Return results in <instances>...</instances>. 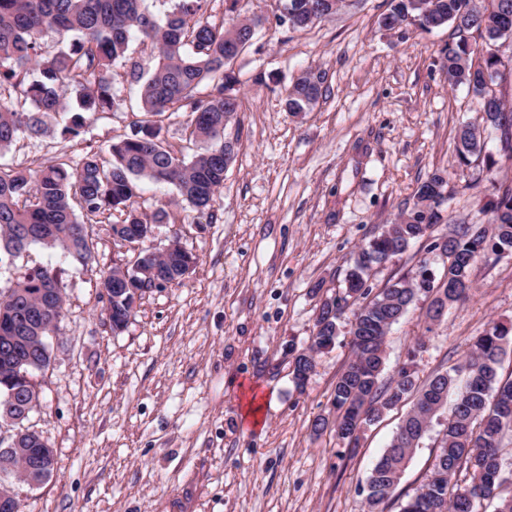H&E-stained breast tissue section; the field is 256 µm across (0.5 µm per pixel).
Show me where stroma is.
Returning a JSON list of instances; mask_svg holds the SVG:
<instances>
[{
    "label": "stroma",
    "mask_w": 512,
    "mask_h": 512,
    "mask_svg": "<svg viewBox=\"0 0 512 512\" xmlns=\"http://www.w3.org/2000/svg\"><path fill=\"white\" fill-rule=\"evenodd\" d=\"M279 0H240V14L262 16L253 44L236 61L242 109L226 128L235 158L210 212L179 202L174 186L143 181L136 200L145 216L160 209L147 245L178 235L196 258L178 285L138 300L121 334L106 317L101 277L120 259L109 221L93 225L84 264L39 245L0 264V288L32 267L58 271L65 287L60 329L48 339L52 362L33 372L38 396L24 422L55 450L43 486L15 484L20 512H361L371 469L409 410L400 405L364 427L348 451L316 417L328 414L343 365L352 356L349 321L316 357L304 388L291 375L295 350L313 335L322 298L344 286L347 260L404 209L418 182L447 174L443 216L487 225L480 203L512 184V157L499 132L483 137L496 165L461 168L454 151L462 122L481 123V100L450 88L439 51L452 26L379 28L386 0H347L332 18L303 31L279 24ZM325 73L313 110L294 114L281 88L314 70ZM119 111L68 140H22L0 164L39 169L46 154L80 159L130 134L139 120L140 84L112 70ZM442 260L412 244L373 269L381 288L395 273ZM466 301L426 325L418 300L387 336L385 377L415 352L420 379L464 359L474 336L512 320V257L476 264ZM428 434L384 512H399L424 481L435 454Z\"/></svg>",
    "instance_id": "obj_1"
}]
</instances>
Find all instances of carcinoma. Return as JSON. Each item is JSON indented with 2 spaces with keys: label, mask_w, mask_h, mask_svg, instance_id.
Instances as JSON below:
<instances>
[{
  "label": "carcinoma",
  "mask_w": 512,
  "mask_h": 512,
  "mask_svg": "<svg viewBox=\"0 0 512 512\" xmlns=\"http://www.w3.org/2000/svg\"><path fill=\"white\" fill-rule=\"evenodd\" d=\"M144 0H0V87L17 97L0 102V152L18 139L54 136L58 116L68 115L62 135H81L94 117L121 107L112 81V67L129 61L131 33L157 50L159 61L143 80L140 106L143 118L131 135L112 143L104 154L88 153L73 162L52 156L39 170L0 166V253L16 258L23 253L17 239L24 232L28 246L58 247L79 263L92 255L89 229L99 217L122 213L112 225L115 247L122 246L126 226H148L134 207L140 183L147 179L170 183L195 210L211 209L224 185V116L234 119L241 108L238 73L233 70L235 49L251 45L255 20L239 19L231 27L204 17L206 0H175L172 10L156 16ZM339 0H284L288 26L304 30L336 14ZM378 24L386 31L406 35L415 26L431 30L451 24L458 40L441 50L451 88L465 86L482 100L483 120L500 132V146L512 153V108L495 86L512 74V59L504 60L500 47L512 40V0H387ZM479 33L481 43L468 39ZM59 36L53 50L43 37ZM40 78H30L32 68ZM325 73H307L285 88V105L299 114L312 110L323 96ZM207 83L209 92L197 96ZM78 103L69 112L66 96ZM191 113L190 139L204 145L187 161L166 147L160 137L161 117L167 112ZM485 150L480 126L464 123L457 131L456 152L464 166ZM448 181L434 172L418 183L413 206L394 222L382 225L368 243L349 258L346 287L325 297L319 306L311 343L293 357L292 374L303 387L316 365V356L330 348L339 323L351 313L352 356L336 378L332 406L336 417L320 415L316 432L331 426L339 440L358 447L363 425L409 399L412 406L370 475L365 512H383L381 505L395 492L408 463L430 432L433 420L448 411L446 426L436 438V454L429 475L408 496L400 512H479L485 500H498L496 512H512V490L503 494L502 448L512 438V373L500 374L506 346L512 344V321L495 322L472 339L463 361L421 382L414 354L398 368L389 383L381 379L385 366V338L421 296L430 298L426 319L439 320L440 310L469 297L471 270L479 261L497 263L512 254V185L496 188L487 204L491 228L456 224L448 234L435 235L442 223L440 209ZM426 240V250L445 258L438 274L421 260L406 274L394 275L373 291L369 272L404 253L411 243ZM193 255L176 249L164 260L152 258L149 267L168 284H179ZM149 289L146 275L137 274L132 288L113 290L106 307L112 333L119 334L134 315L135 291ZM63 288L57 272L33 269L17 278L0 305L10 308L21 323L40 313L26 342L0 356V390L13 382L19 388L18 406H35L36 391L22 377L38 370L46 336L59 329ZM456 399L448 405V393ZM465 474L469 482L457 483Z\"/></svg>",
  "instance_id": "cac0c4a2"
}]
</instances>
